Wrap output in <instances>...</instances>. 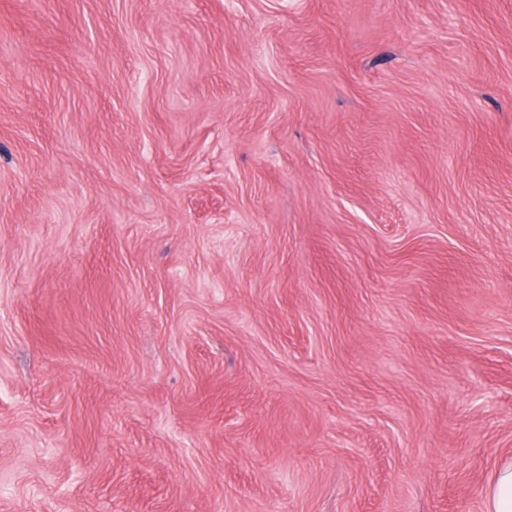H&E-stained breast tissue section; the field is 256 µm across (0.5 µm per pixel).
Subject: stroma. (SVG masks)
<instances>
[{
	"label": "stroma",
	"instance_id": "35a3bbf8",
	"mask_svg": "<svg viewBox=\"0 0 512 512\" xmlns=\"http://www.w3.org/2000/svg\"><path fill=\"white\" fill-rule=\"evenodd\" d=\"M511 459L512 0H0V512Z\"/></svg>",
	"mask_w": 512,
	"mask_h": 512
}]
</instances>
